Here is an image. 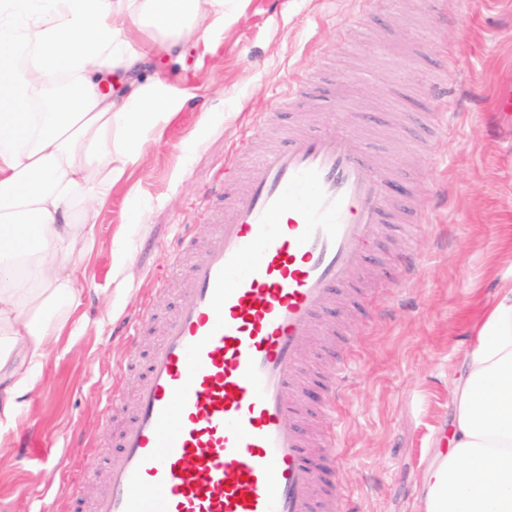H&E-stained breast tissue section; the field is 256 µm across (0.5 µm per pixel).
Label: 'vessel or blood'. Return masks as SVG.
Here are the masks:
<instances>
[{
    "mask_svg": "<svg viewBox=\"0 0 512 512\" xmlns=\"http://www.w3.org/2000/svg\"><path fill=\"white\" fill-rule=\"evenodd\" d=\"M426 95L447 129L446 87ZM411 214L403 172L364 152L347 125L289 129L194 259L106 483L74 512H343L331 480L336 433L316 453L298 424L297 351L346 335L323 310L341 296L365 299L355 252ZM347 375L340 360L320 376V411H335Z\"/></svg>",
    "mask_w": 512,
    "mask_h": 512,
    "instance_id": "1",
    "label": "vessel or blood"
}]
</instances>
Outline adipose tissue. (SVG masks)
I'll use <instances>...</instances> for the list:
<instances>
[{
  "label": "adipose tissue",
  "mask_w": 512,
  "mask_h": 512,
  "mask_svg": "<svg viewBox=\"0 0 512 512\" xmlns=\"http://www.w3.org/2000/svg\"><path fill=\"white\" fill-rule=\"evenodd\" d=\"M232 0H0V439L80 303L99 213L175 112L164 61ZM452 390L424 512H512V277Z\"/></svg>",
  "instance_id": "adipose-tissue-1"
}]
</instances>
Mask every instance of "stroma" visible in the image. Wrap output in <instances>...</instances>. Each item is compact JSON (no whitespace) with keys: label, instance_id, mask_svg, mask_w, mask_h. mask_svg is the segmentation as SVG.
I'll use <instances>...</instances> for the list:
<instances>
[{"label":"stroma","instance_id":"35a3bbf8","mask_svg":"<svg viewBox=\"0 0 512 512\" xmlns=\"http://www.w3.org/2000/svg\"><path fill=\"white\" fill-rule=\"evenodd\" d=\"M458 19L430 29L422 0H382L357 18V0H241L222 30L168 64L180 107L162 141L112 191L95 229L82 303L60 336L30 410L0 456V512H70L73 495L91 498L90 462L114 453L133 412L142 367L176 306L183 276L157 290L182 233L203 246L222 205L213 187L243 152L259 160L270 133L251 126L270 112L276 125L317 130L344 114L369 153L400 163L421 224H389L371 262L359 265L379 303L343 307L350 364L335 414L305 411L317 436L340 425L338 481L348 512H422L420 482L451 420L450 389L477 343L473 320L499 278L512 271V141L488 137L496 89L512 80V0H446ZM344 36H337L339 25ZM427 37L423 51L414 41ZM457 102L447 132L425 137L416 117L443 58ZM335 83L338 95L289 97L298 78ZM410 100L398 111L390 98ZM419 273L395 287L404 256ZM154 318L138 336L120 332L144 307ZM120 392L122 407L106 398Z\"/></svg>","mask_w":512,"mask_h":512}]
</instances>
